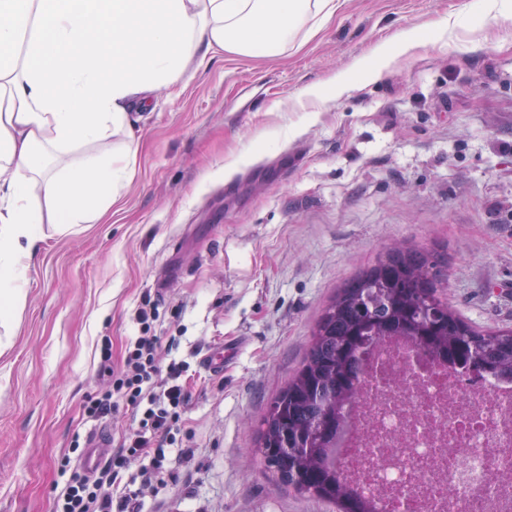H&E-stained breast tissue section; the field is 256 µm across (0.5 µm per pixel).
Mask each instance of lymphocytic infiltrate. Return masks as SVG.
Here are the masks:
<instances>
[{
	"instance_id": "f902f5d3",
	"label": "lymphocytic infiltrate",
	"mask_w": 512,
	"mask_h": 512,
	"mask_svg": "<svg viewBox=\"0 0 512 512\" xmlns=\"http://www.w3.org/2000/svg\"><path fill=\"white\" fill-rule=\"evenodd\" d=\"M156 309H140V336L126 348L122 366L90 395L84 413L108 421L119 409L131 412L135 428L125 432L104 465L86 475L73 466L83 453L80 442L58 464L61 487L53 512H141L146 493H159L166 473L190 453L179 437L196 371L186 360L161 364L162 339L152 331Z\"/></svg>"
}]
</instances>
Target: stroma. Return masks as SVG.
Segmentation results:
<instances>
[{
    "label": "stroma",
    "instance_id": "stroma-1",
    "mask_svg": "<svg viewBox=\"0 0 512 512\" xmlns=\"http://www.w3.org/2000/svg\"><path fill=\"white\" fill-rule=\"evenodd\" d=\"M486 0H345L297 53L222 54L139 122L134 177L93 224L45 225L12 334L0 331V512H51L83 407L137 313L197 371L193 452L145 512H336L277 487L255 449L338 290L401 244L448 264L464 320L512 327V26ZM424 20L428 47L301 107L299 91ZM232 345L222 373L200 355ZM109 357H102V347Z\"/></svg>",
    "mask_w": 512,
    "mask_h": 512
}]
</instances>
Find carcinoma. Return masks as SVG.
Wrapping results in <instances>:
<instances>
[{"instance_id":"cac0c4a2","label":"carcinoma","mask_w":512,"mask_h":512,"mask_svg":"<svg viewBox=\"0 0 512 512\" xmlns=\"http://www.w3.org/2000/svg\"><path fill=\"white\" fill-rule=\"evenodd\" d=\"M447 280V262L437 254L392 247L326 306L302 365L260 422L257 454L278 486L329 501L338 512H372L330 464L336 427L371 345L406 336L438 361L512 378V328L482 330L463 320L439 295Z\"/></svg>"}]
</instances>
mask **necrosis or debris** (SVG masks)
I'll return each mask as SVG.
<instances>
[{
	"mask_svg": "<svg viewBox=\"0 0 512 512\" xmlns=\"http://www.w3.org/2000/svg\"><path fill=\"white\" fill-rule=\"evenodd\" d=\"M331 453L372 512H512V380L403 337L367 350Z\"/></svg>",
	"mask_w": 512,
	"mask_h": 512,
	"instance_id": "necrosis-or-debris-1",
	"label": "necrosis or debris"
}]
</instances>
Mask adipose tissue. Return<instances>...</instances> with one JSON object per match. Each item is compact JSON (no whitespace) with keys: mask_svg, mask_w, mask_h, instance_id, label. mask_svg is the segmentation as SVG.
Masks as SVG:
<instances>
[{"mask_svg":"<svg viewBox=\"0 0 512 512\" xmlns=\"http://www.w3.org/2000/svg\"><path fill=\"white\" fill-rule=\"evenodd\" d=\"M340 0H0V325L25 305L26 276L47 224H86L130 178L133 142L105 144L157 90L180 94L214 54L281 57L329 22ZM419 27L376 43L327 86L298 95L318 107L354 77L421 46Z\"/></svg>","mask_w":512,"mask_h":512,"instance_id":"obj_1","label":"adipose tissue"}]
</instances>
